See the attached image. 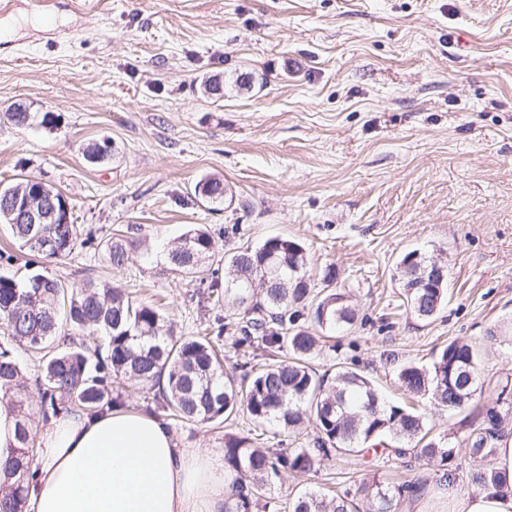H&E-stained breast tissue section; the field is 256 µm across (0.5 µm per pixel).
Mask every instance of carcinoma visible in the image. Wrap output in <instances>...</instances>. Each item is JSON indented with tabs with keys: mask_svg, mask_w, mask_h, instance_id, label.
I'll return each mask as SVG.
<instances>
[{
	"mask_svg": "<svg viewBox=\"0 0 512 512\" xmlns=\"http://www.w3.org/2000/svg\"><path fill=\"white\" fill-rule=\"evenodd\" d=\"M7 119L17 127L55 122L51 112H9ZM114 153L109 139L86 150L93 161ZM5 192L33 203L60 197L54 188L27 179L1 186L0 194ZM225 192L224 182L216 177L195 186V193L211 203L224 201ZM0 224L8 226L22 248L44 259L70 255L81 236L71 215L63 224H17L1 199ZM48 239L54 242L51 251L44 248ZM131 245L121 234L107 242L105 255L113 267L126 264ZM213 252L211 234L193 229L171 250L168 262L188 277L207 273L200 284L208 299L246 316V321L235 323L238 360L231 372L224 371L220 349L210 337L173 336L165 312L152 303L93 280L74 292L40 271L20 280L0 274V327L7 335L0 341V396L18 408L27 400L16 355L21 348L40 354L36 390L46 421L61 410L90 415L111 410L122 405L119 386L136 382L157 389L154 402L182 422L222 424L240 411L258 428L276 424L291 433L305 421L313 422L315 437L300 448L272 450L252 438L224 435V471L232 478L224 512H353L357 505L348 491L330 495L305 488L286 506L271 497L272 486L283 474L307 478L339 454L426 459L437 467V486L456 479L467 460L490 463L496 458L503 420L512 413V403L502 395L478 412V422L455 443L447 437H429L423 413L385 401L361 371L344 365L331 377L311 365L325 334L351 326L356 319L346 293L333 288L335 266L321 270L325 288L314 295L307 276L308 255L295 240L272 237L208 267ZM447 295L445 280L428 276L413 288L410 277L402 276V306L420 319L433 318ZM64 324L70 327L65 337ZM480 362L477 345L453 340L431 367L404 364L397 377L411 395H429L439 406L461 409L482 388ZM18 438L7 471L12 483L0 494V512H26L33 449L23 415ZM469 480L480 491L506 486L492 467L470 471ZM427 486V479L416 475L403 481L374 475L358 492L366 512H399L404 500Z\"/></svg>",
	"mask_w": 512,
	"mask_h": 512,
	"instance_id": "cac0c4a2",
	"label": "carcinoma"
}]
</instances>
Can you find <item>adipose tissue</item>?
Wrapping results in <instances>:
<instances>
[{
  "label": "adipose tissue",
  "mask_w": 512,
  "mask_h": 512,
  "mask_svg": "<svg viewBox=\"0 0 512 512\" xmlns=\"http://www.w3.org/2000/svg\"><path fill=\"white\" fill-rule=\"evenodd\" d=\"M496 467L504 491H427L448 512H512V438ZM30 512H224L229 479L220 453L179 447L164 419L135 410L67 412L40 432Z\"/></svg>",
  "instance_id": "adipose-tissue-1"
}]
</instances>
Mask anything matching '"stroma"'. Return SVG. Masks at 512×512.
<instances>
[{
    "instance_id": "1",
    "label": "stroma",
    "mask_w": 512,
    "mask_h": 512,
    "mask_svg": "<svg viewBox=\"0 0 512 512\" xmlns=\"http://www.w3.org/2000/svg\"><path fill=\"white\" fill-rule=\"evenodd\" d=\"M0 23V184L41 181L68 199L93 239L45 273L67 287L103 282L156 302L174 335L195 336L216 309L165 254L195 228L214 257L274 237L297 240L308 275L334 265L357 313L324 339L319 371L356 360L389 400L399 365L431 367L462 338L481 348L484 387L450 412L420 399L431 437H462L512 385V0H13ZM51 112L20 128L11 105ZM110 139L113 157L86 146ZM223 179L209 204L198 181ZM136 245L112 268L117 228ZM444 263L448 303L430 320L401 305L398 262ZM172 428L187 448L222 451L253 436L243 415ZM397 461L340 455L310 476L396 472Z\"/></svg>"
}]
</instances>
